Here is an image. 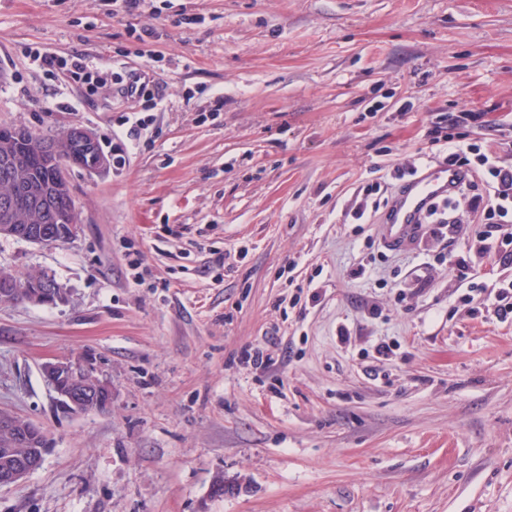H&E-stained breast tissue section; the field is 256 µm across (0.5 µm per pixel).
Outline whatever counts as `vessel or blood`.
Wrapping results in <instances>:
<instances>
[{"instance_id": "obj_1", "label": "vessel or blood", "mask_w": 512, "mask_h": 512, "mask_svg": "<svg viewBox=\"0 0 512 512\" xmlns=\"http://www.w3.org/2000/svg\"><path fill=\"white\" fill-rule=\"evenodd\" d=\"M466 179L465 170L437 161L417 168L388 199L382 224V239L386 247L402 250L419 244L432 208L446 201H455Z\"/></svg>"}]
</instances>
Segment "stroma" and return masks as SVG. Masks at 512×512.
<instances>
[{
    "label": "stroma",
    "instance_id": "1",
    "mask_svg": "<svg viewBox=\"0 0 512 512\" xmlns=\"http://www.w3.org/2000/svg\"><path fill=\"white\" fill-rule=\"evenodd\" d=\"M36 51L148 72L161 103L130 128L139 103ZM466 112L512 158V0H0V124L128 146L72 169L73 239L0 237V268L68 296L0 306V410L50 448L0 512H512V319L356 214ZM81 355L107 412L54 405L41 364Z\"/></svg>",
    "mask_w": 512,
    "mask_h": 512
}]
</instances>
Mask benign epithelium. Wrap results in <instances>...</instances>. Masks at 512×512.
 Instances as JSON below:
<instances>
[{
    "instance_id": "1",
    "label": "benign epithelium",
    "mask_w": 512,
    "mask_h": 512,
    "mask_svg": "<svg viewBox=\"0 0 512 512\" xmlns=\"http://www.w3.org/2000/svg\"><path fill=\"white\" fill-rule=\"evenodd\" d=\"M78 148L86 159L84 169L96 171L107 166L108 160L98 137L81 125H72L58 135L46 138L40 145L41 154L51 170L49 186L32 182L17 164L7 148L0 154V181L9 193L0 198V237H13L33 244L50 241L62 243L76 233L78 212L71 206L61 224H28L30 213L42 215L52 207V197L58 191L70 190L71 165L66 155ZM21 194L25 205L15 204ZM28 291V301L34 305H57L66 301V292L53 277L40 273L24 283L15 275L0 269V305L11 302L16 289ZM44 378L55 394V402L64 411L79 414L108 409L112 405V385L95 374L93 362L85 357L47 361L42 364ZM0 447L10 462L0 470V487L15 484L42 465L48 451L46 435L36 424L21 423L18 417L0 411Z\"/></svg>"
}]
</instances>
